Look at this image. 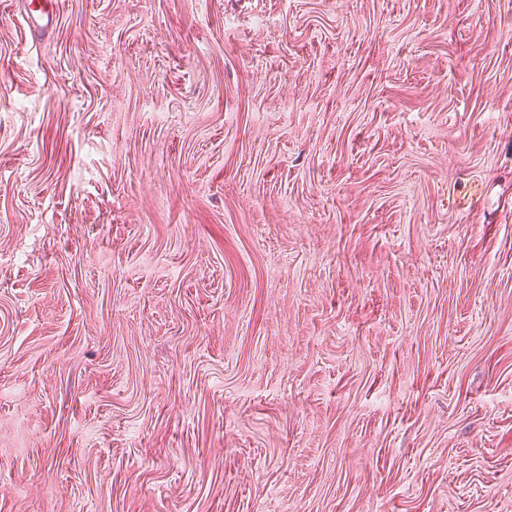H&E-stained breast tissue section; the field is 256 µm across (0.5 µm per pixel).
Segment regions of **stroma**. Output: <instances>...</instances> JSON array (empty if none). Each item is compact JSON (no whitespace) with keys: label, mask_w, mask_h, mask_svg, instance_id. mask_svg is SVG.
Wrapping results in <instances>:
<instances>
[{"label":"stroma","mask_w":512,"mask_h":512,"mask_svg":"<svg viewBox=\"0 0 512 512\" xmlns=\"http://www.w3.org/2000/svg\"><path fill=\"white\" fill-rule=\"evenodd\" d=\"M0 0V512H512V0ZM54 0H38L29 1V11L26 17V22L32 23L34 28H42L49 25L55 12Z\"/></svg>","instance_id":"stroma-1"}]
</instances>
